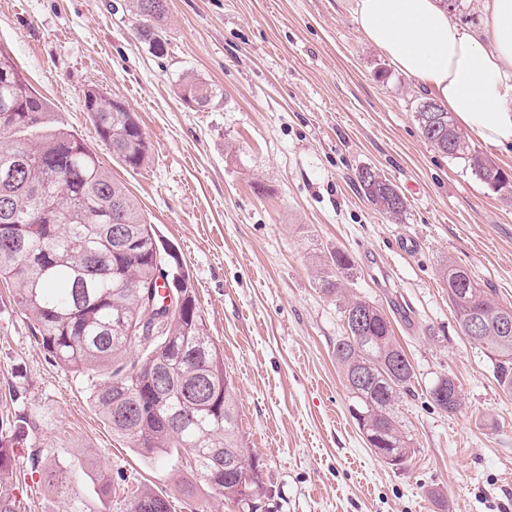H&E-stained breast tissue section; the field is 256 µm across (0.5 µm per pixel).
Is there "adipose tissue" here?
<instances>
[{"label":"adipose tissue","instance_id":"ef3b65f1","mask_svg":"<svg viewBox=\"0 0 512 512\" xmlns=\"http://www.w3.org/2000/svg\"><path fill=\"white\" fill-rule=\"evenodd\" d=\"M365 38L485 145L512 149V0H486L481 28L446 0H354Z\"/></svg>","mask_w":512,"mask_h":512}]
</instances>
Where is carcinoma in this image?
I'll list each match as a JSON object with an SVG mask.
<instances>
[{"mask_svg": "<svg viewBox=\"0 0 512 512\" xmlns=\"http://www.w3.org/2000/svg\"><path fill=\"white\" fill-rule=\"evenodd\" d=\"M130 12L137 39L153 54L168 55L161 34L167 0H131ZM181 96L199 107L217 98L212 85L196 77L183 80ZM83 101L115 159L132 170L149 161L150 145L122 101L95 86L84 91ZM434 116L443 142H428L511 201L512 177L471 146L451 113L443 109ZM49 123L48 101L0 49V281L15 285V303L54 363L91 375L88 400L113 436L144 459L185 465L192 477L217 474V491L247 512L243 483L250 482L257 502L268 490L258 463L240 443L236 390L191 290L181 289L177 311H163V335H142L143 292L152 288L163 304L167 294L160 289L167 285L159 282L160 266L178 257L163 256L139 202L96 153ZM368 171L363 167L356 175L366 199L386 218L402 220L405 198L374 183ZM442 279L463 335L471 318L483 317V333L470 341L485 350L498 385L511 393L512 334H503L499 323L503 315L512 316V306L495 303L461 267H446ZM322 288L342 298L346 335L336 341L334 356L353 399L352 417L374 437V447L406 462L412 442L394 408L411 392L413 366L375 304L343 296L337 278L322 280ZM359 312L366 322L358 331L352 320ZM429 396L448 414L461 407L459 386L449 374L432 383ZM28 427L22 415L0 419V512H20L13 444ZM32 465L48 485L63 483V468L55 461L36 456ZM130 498L131 512H171L169 500L147 488Z\"/></svg>", "mask_w": 512, "mask_h": 512, "instance_id": "cac0c4a2", "label": "carcinoma"}]
</instances>
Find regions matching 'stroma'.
I'll list each match as a JSON object with an SVG mask.
<instances>
[{
    "label": "stroma",
    "instance_id": "1",
    "mask_svg": "<svg viewBox=\"0 0 512 512\" xmlns=\"http://www.w3.org/2000/svg\"><path fill=\"white\" fill-rule=\"evenodd\" d=\"M162 28L170 51L157 57L137 39L128 0H0V49L188 273L270 512H512V394L460 332L440 278L461 266L512 304V202L423 138L414 112L429 90L364 38L352 0H168ZM188 73L217 89L215 106L184 102ZM91 86L135 112L145 167L113 161L83 108ZM365 166L399 188L402 221L357 191ZM336 252L352 259L340 275L348 295L385 312L415 371L395 408L415 449L401 469L368 447L350 412L333 354L341 304L322 289ZM448 373L462 399L453 414L427 393ZM87 383L53 365L0 282V417L35 424L17 441L22 512H66L73 494L86 512H130L125 491L137 486L172 512H239L198 477L185 496L183 471L115 439ZM35 450L66 465V490L32 472ZM99 470L114 485L106 500Z\"/></svg>",
    "mask_w": 512,
    "mask_h": 512
}]
</instances>
